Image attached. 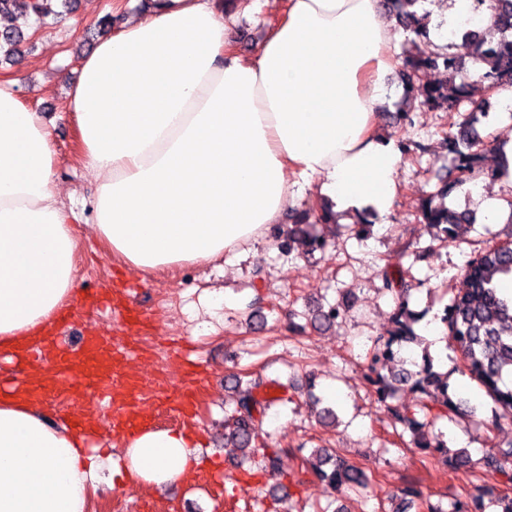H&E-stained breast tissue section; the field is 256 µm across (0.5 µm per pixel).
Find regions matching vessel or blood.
<instances>
[{"label":"vessel or blood","instance_id":"vessel-or-blood-1","mask_svg":"<svg viewBox=\"0 0 512 512\" xmlns=\"http://www.w3.org/2000/svg\"><path fill=\"white\" fill-rule=\"evenodd\" d=\"M138 355L134 337L118 339L109 335L87 336L77 346L60 337L46 336L24 348V359L48 366L50 378L33 382L31 390L45 400L63 403L68 393L87 392L104 401L112 412V427L130 436L148 424L143 405H152L157 413L181 417L186 408L197 405V394L204 385L195 378L171 387L158 379L131 375L126 365Z\"/></svg>","mask_w":512,"mask_h":512}]
</instances>
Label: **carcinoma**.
<instances>
[{
    "instance_id": "cac0c4a2",
    "label": "carcinoma",
    "mask_w": 512,
    "mask_h": 512,
    "mask_svg": "<svg viewBox=\"0 0 512 512\" xmlns=\"http://www.w3.org/2000/svg\"><path fill=\"white\" fill-rule=\"evenodd\" d=\"M65 11L74 7V0H0V13L20 12L33 20L34 25L47 28L57 19L59 12L51 2ZM426 0H387L389 13L397 24L409 32L410 49L405 57L398 77L406 96L420 99V105L431 111L455 112L460 101L468 97V83H456V77L468 72L466 61L461 56L444 51H427L431 15L418 12L414 7ZM471 11L480 14L493 12L492 26L484 30H467L463 38L471 47L470 60L474 65H486L488 70L479 73V80L487 83L493 92L512 85V0H471ZM443 67L449 79L444 83L422 82L425 71ZM455 130L441 131V143L453 155L457 176L444 179L426 198L422 199L418 219L436 229L427 249L444 248L453 239L451 228L457 224H472L474 219L466 212H458L442 204L454 190L474 177L481 168L485 144L481 143L471 124H454ZM292 226L288 231L273 234L277 248L283 254L292 252L299 244L308 251L323 250L325 239L312 235L310 227L318 223H329L327 214H317L311 205L294 210ZM512 276V236L501 244L480 252L467 261L463 270V287L451 298L446 307L445 321L454 349L460 353L464 369L469 377L478 382L491 398L495 407L502 408L512 416V299L499 295L496 277ZM384 288L401 295L407 289L405 271L396 265H387L384 271ZM343 313L340 305L319 307L312 313L310 321L329 326ZM418 316L409 309L408 301L399 303L393 325L386 335L374 344L370 371L377 400L383 404L396 398L401 385H410L418 395L419 410L394 405L390 411L403 430L417 437V445L438 454L442 461L453 467L471 464V458L463 449H448L446 434L436 426L438 422L453 420L462 415V400L454 399L449 393L448 373L439 371L434 357L425 340L418 335L414 325ZM410 343L421 347L422 363L414 364L416 370L402 369L390 375L383 374L377 365L391 348L403 350ZM235 406L224 418V443L234 448H249L261 451V468L275 475L280 472L282 448H256L262 434V424L268 411L279 403H286L282 397H259L264 388H279L276 379L267 381L251 378L246 372L233 376ZM308 474L332 490L346 488L360 492L369 485L366 471L344 458L324 449L315 451V457L307 458ZM478 465L485 472L512 482V442L507 450L495 447L485 450ZM422 499V492L413 482L406 483L398 491V503L394 512H406L416 501ZM496 512H512V496L500 494L493 487L479 486L472 502L475 512H484L485 500Z\"/></svg>"
}]
</instances>
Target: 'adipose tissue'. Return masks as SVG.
Listing matches in <instances>:
<instances>
[{
  "label": "adipose tissue",
  "instance_id": "adipose-tissue-1",
  "mask_svg": "<svg viewBox=\"0 0 512 512\" xmlns=\"http://www.w3.org/2000/svg\"><path fill=\"white\" fill-rule=\"evenodd\" d=\"M380 0H288L255 55L221 0H152L81 63L68 101L96 175L95 231L127 269L194 266L264 241L304 187L338 213L386 214L401 147L377 106L397 62ZM53 133L0 77V349L47 330L79 278ZM195 429L122 441L129 483L197 469ZM111 456L39 401L0 399V512H88Z\"/></svg>",
  "mask_w": 512,
  "mask_h": 512
}]
</instances>
